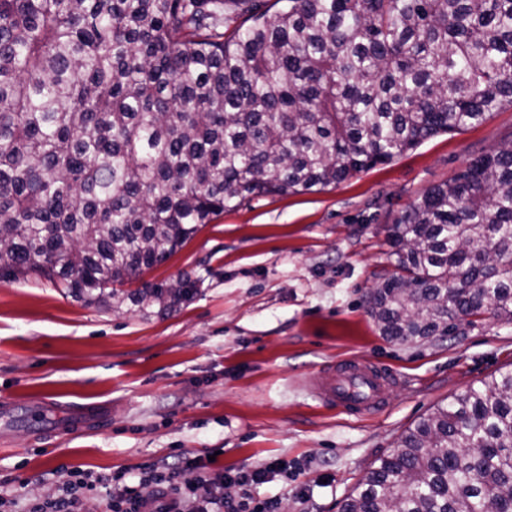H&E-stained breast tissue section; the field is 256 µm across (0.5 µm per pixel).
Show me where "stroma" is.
I'll return each instance as SVG.
<instances>
[{
    "label": "stroma",
    "mask_w": 512,
    "mask_h": 512,
    "mask_svg": "<svg viewBox=\"0 0 512 512\" xmlns=\"http://www.w3.org/2000/svg\"><path fill=\"white\" fill-rule=\"evenodd\" d=\"M512 135V107L460 133L432 137L321 191L248 198L204 225L150 282L188 274L195 298L164 316L86 307L33 277L0 280V496L7 512L57 495L60 464L139 480L161 457L209 473L285 466L250 486L280 512H340L399 436L478 380L512 363V323L493 315L458 336L398 343L367 298L390 275L386 228L429 189ZM377 363L398 381L355 418L323 406V366ZM76 404L98 429L31 427Z\"/></svg>",
    "instance_id": "1"
}]
</instances>
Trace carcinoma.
<instances>
[{"label": "carcinoma", "instance_id": "cac0c4a2", "mask_svg": "<svg viewBox=\"0 0 512 512\" xmlns=\"http://www.w3.org/2000/svg\"><path fill=\"white\" fill-rule=\"evenodd\" d=\"M0 0V279L169 314L142 280L247 196L323 190L512 106V0ZM400 343L512 323V140L387 227ZM341 512H512V368L408 429Z\"/></svg>", "mask_w": 512, "mask_h": 512}]
</instances>
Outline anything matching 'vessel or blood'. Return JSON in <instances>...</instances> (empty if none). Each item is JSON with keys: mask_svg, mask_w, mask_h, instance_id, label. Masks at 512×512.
<instances>
[{"mask_svg": "<svg viewBox=\"0 0 512 512\" xmlns=\"http://www.w3.org/2000/svg\"><path fill=\"white\" fill-rule=\"evenodd\" d=\"M394 373L377 365L339 363L319 374L317 390L323 401L351 415H360L383 406Z\"/></svg>", "mask_w": 512, "mask_h": 512, "instance_id": "1", "label": "vessel or blood"}]
</instances>
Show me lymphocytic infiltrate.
Returning <instances> with one entry per match:
<instances>
[{"label":"lymphocytic infiltrate","instance_id":"obj_1","mask_svg":"<svg viewBox=\"0 0 512 512\" xmlns=\"http://www.w3.org/2000/svg\"><path fill=\"white\" fill-rule=\"evenodd\" d=\"M179 469L178 463L161 458L132 486L121 474L103 477L62 466L55 471L57 496L32 506L30 512H83L87 494L101 483L112 487L103 499L101 512H277L275 500L260 502L247 495L230 498L218 488L206 500H197L195 489L207 482V474L193 468L182 479Z\"/></svg>","mask_w":512,"mask_h":512}]
</instances>
